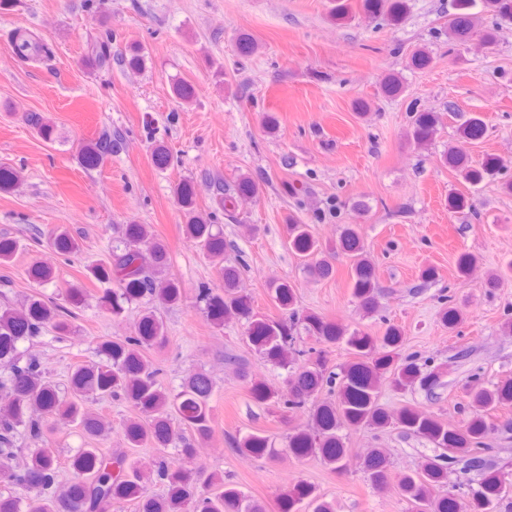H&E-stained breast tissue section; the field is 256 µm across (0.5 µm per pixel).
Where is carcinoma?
<instances>
[{
  "label": "carcinoma",
  "instance_id": "carcinoma-1",
  "mask_svg": "<svg viewBox=\"0 0 512 512\" xmlns=\"http://www.w3.org/2000/svg\"><path fill=\"white\" fill-rule=\"evenodd\" d=\"M363 10L381 14L392 23L407 13L408 0H361ZM473 0H456V12L448 24V36L464 44L479 26L480 16L472 12ZM483 12L512 18V0H482ZM9 45L21 48L24 59L36 60L49 50L33 41L22 30L11 33ZM440 117L431 112H417L408 137L419 146L432 142ZM486 125L472 117L461 126V138L473 144L484 138ZM112 151V140L102 139L82 149L86 168L97 167L103 155ZM442 161L463 174L472 186L485 177L499 174L495 159L484 158L473 163L462 145L451 146ZM224 192L238 196H255L258 186L248 175H240ZM179 203L187 218L186 232L197 240L214 262L222 288L202 286L197 302L212 323L221 327L224 321L236 318L245 322L246 341L259 357L287 371L288 399L280 390L264 382H255L251 391L261 403L283 406V418L290 422L301 409L308 412L309 423L294 427L283 437V447L263 433H249L235 439L239 452L255 459L271 460L288 455L297 460L310 456L320 458L331 470L346 472L348 449L340 431L349 428L395 427L402 432L426 439L436 454L427 456L417 469L403 474L398 482L405 498L407 512H512V491L504 482L503 467L495 460L494 449L487 440L493 427L487 415L500 405L512 404V382L471 388L466 392L463 409L468 416L459 427L445 425L437 416L406 405L397 412L380 402V387L387 385L405 391L419 385L426 395L437 398L441 387L439 375L422 371L415 355L404 353L403 329L387 324L381 336H369L348 329L316 313L299 315L295 289L285 280H274L269 293L275 305L286 311L280 320L259 318L250 298L238 289L240 268L224 258L226 245L221 233L212 232V225L200 217L194 206L192 184L184 182L179 189ZM290 247L307 270L319 277H331L333 265L318 258L324 252L310 225L298 222L288 225ZM128 245L106 263L87 268L90 276L102 284H115L100 296L101 305L120 317L126 307L147 301L133 334L100 341L96 359L75 367L69 378L71 396H60L58 388L47 379L34 358H21L18 346L49 327L62 335L69 329L68 310L32 298L21 308L0 307V361L11 365L10 376L0 380V392L8 401L0 405V512H121L134 502L135 512H268L265 505L249 496L224 475L213 473L203 487L197 486V474L188 466L194 443L209 438L212 431L210 401L214 392L211 376L198 370L190 373L176 391L166 390L160 380V368L145 356V351L164 347L166 336L159 311L182 300V290L172 278H160L143 271L139 265V245L148 247L156 271L168 264L166 246L156 239L144 224H130L126 230ZM53 245L62 255L73 256L79 244L68 232L54 237ZM336 253L349 257L352 296L367 315L380 308V291L375 286V269L368 259L357 224L342 227L335 247ZM440 320L453 332L463 320V310L451 301L443 304ZM303 322L304 329L319 348L304 350L297 346L294 326ZM343 345L351 351L353 361L335 373L328 368V350ZM326 391L338 401H319ZM127 404L140 417L126 421L123 436L128 448H172L181 458L174 464L160 457L150 467L129 460L125 451L107 453L100 448H80L69 459L71 482L56 489L61 468L59 455L51 448H30L24 460L16 438L26 429L41 438L43 424L31 418L33 410L42 412L48 422L77 425L91 441L100 439L109 429L105 418L92 410L88 398ZM189 431L193 442L186 441ZM478 477V488L466 495L444 490L448 467ZM371 486L383 491L390 480V461L378 448L365 455L362 466ZM163 486V493L153 494L147 485ZM278 512H335L334 504L320 495L316 488L299 483L277 499Z\"/></svg>",
  "mask_w": 512,
  "mask_h": 512
}]
</instances>
